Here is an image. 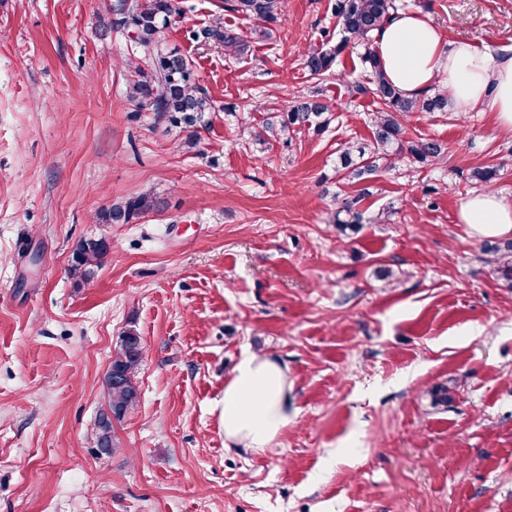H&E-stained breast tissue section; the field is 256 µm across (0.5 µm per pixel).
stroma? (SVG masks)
<instances>
[{
    "instance_id": "35a3bbf8",
    "label": "stroma",
    "mask_w": 512,
    "mask_h": 512,
    "mask_svg": "<svg viewBox=\"0 0 512 512\" xmlns=\"http://www.w3.org/2000/svg\"><path fill=\"white\" fill-rule=\"evenodd\" d=\"M111 2L0 0V512H512V285L457 219L475 192L512 204V131L480 109L415 112L445 160L342 178L336 153L369 141L378 104L348 87L362 48L321 81L303 67L342 38L334 0H287L264 37L184 0L166 43L215 103L189 152L129 102L134 44ZM398 2L449 40L512 50V0ZM219 15L242 56L192 40ZM314 91L325 133L251 139L257 103ZM478 167L499 176L471 181ZM149 189L160 209L97 223ZM345 197L363 215L348 239L330 222ZM100 237L111 250L82 277L72 252ZM128 327L140 398L106 455L104 376ZM246 351L282 365L294 411L260 451L224 445Z\"/></svg>"
}]
</instances>
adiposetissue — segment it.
<instances>
[{"instance_id":"ef3b65f1","label":"adipose tissue","mask_w":512,"mask_h":512,"mask_svg":"<svg viewBox=\"0 0 512 512\" xmlns=\"http://www.w3.org/2000/svg\"><path fill=\"white\" fill-rule=\"evenodd\" d=\"M375 50L391 84L414 98L435 81L448 84L459 112L488 107L497 123L512 129V55L491 58L466 41H449L417 11L396 14L376 35ZM458 218L478 236L512 233V205L493 192H476L460 205ZM226 447H269L292 420L283 367L266 355L244 352L224 385Z\"/></svg>"}]
</instances>
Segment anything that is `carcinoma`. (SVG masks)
Listing matches in <instances>:
<instances>
[{
  "label": "carcinoma",
  "instance_id": "carcinoma-1",
  "mask_svg": "<svg viewBox=\"0 0 512 512\" xmlns=\"http://www.w3.org/2000/svg\"><path fill=\"white\" fill-rule=\"evenodd\" d=\"M285 0H222L220 10L248 20L275 23L285 11ZM399 9L396 0H336L335 13L344 34L343 41L333 49L309 48L304 52V68L314 76L330 73L337 55L349 43L365 46L363 62L367 68V83L351 82L352 91L372 92L381 107L373 113L372 139L367 147L347 145L336 157V172L354 179H364L380 167L396 166L404 155L420 162H440L447 147L435 139H413L408 136V117L412 112H444L448 94L437 92L416 98H406L389 82L379 58L372 48L374 33L381 29ZM113 11L116 23L134 35L140 55L147 67H136L138 79L130 89L129 99L138 112H148L153 123L173 127L185 134V144L194 147L199 131L207 128L213 103L207 90L195 75L190 60L176 49L166 47L165 29L172 19L183 12V0H117ZM195 40L224 48V53L238 56L246 49L241 34L224 26L218 16L208 26L194 33ZM330 105L319 95H298L279 112L270 109L263 113L261 130L252 132L255 140L267 138L289 140L302 131L321 134L329 127ZM157 198L150 191L112 204L102 214L107 224H130L152 210ZM357 199H343L331 217L338 234L348 238L362 224V213L356 208ZM110 251L101 239L80 241L72 252V268L87 276L99 267ZM486 261L494 265L498 275L512 282V240L487 243L483 247ZM145 344L138 332L129 327L122 331L120 347L112 358L110 368L119 373L123 385L105 382L107 404L114 410L128 411L139 399L137 373L144 358ZM97 450L108 453L115 448L112 424L97 423Z\"/></svg>",
  "mask_w": 512,
  "mask_h": 512
}]
</instances>
